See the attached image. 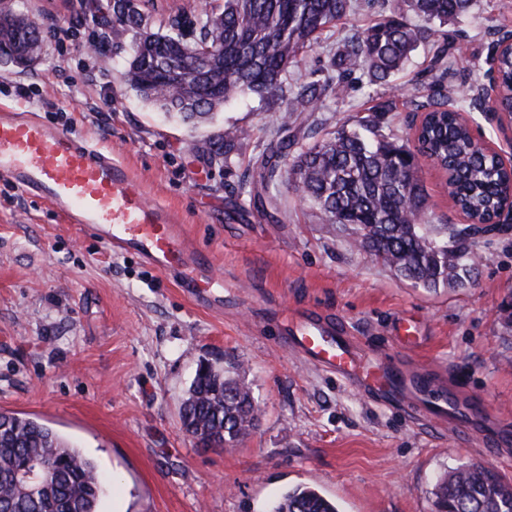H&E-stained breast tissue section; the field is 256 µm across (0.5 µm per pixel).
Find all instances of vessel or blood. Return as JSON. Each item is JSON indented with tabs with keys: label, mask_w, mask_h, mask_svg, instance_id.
<instances>
[{
	"label": "vessel or blood",
	"mask_w": 512,
	"mask_h": 512,
	"mask_svg": "<svg viewBox=\"0 0 512 512\" xmlns=\"http://www.w3.org/2000/svg\"><path fill=\"white\" fill-rule=\"evenodd\" d=\"M0 174L50 204L78 233L137 254L192 299L209 303L223 287L207 256L187 240L179 215L147 203L141 182L117 156L37 116L0 107ZM284 343L304 360L380 398L416 397L460 439H468L470 424L485 416L483 406L464 405L458 394L431 397L399 363L379 360L373 371L361 372L362 357L351 339L317 315L291 320Z\"/></svg>",
	"instance_id": "1"
}]
</instances>
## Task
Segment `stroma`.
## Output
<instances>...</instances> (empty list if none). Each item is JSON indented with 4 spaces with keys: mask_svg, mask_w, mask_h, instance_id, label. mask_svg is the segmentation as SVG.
Returning a JSON list of instances; mask_svg holds the SVG:
<instances>
[{
    "mask_svg": "<svg viewBox=\"0 0 512 512\" xmlns=\"http://www.w3.org/2000/svg\"><path fill=\"white\" fill-rule=\"evenodd\" d=\"M115 3L5 0L39 23L43 53L24 69L0 60V105L41 101V119L115 152L223 274L221 303L196 304L138 256L78 234L0 178V411L38 420L94 462L98 512H270L304 486L341 512H433L436 480L460 465L512 480V226L477 236L472 286L428 290L329 224L294 189L290 162L264 208L243 190L258 181L254 160L277 138L295 87L322 78L331 49L390 15L393 0H356L289 68L277 95L228 102L197 125L165 116L126 84L137 33L114 22ZM505 31L512 0H473L431 39L448 50L450 103L512 158V130L469 98ZM434 76L421 51L386 84L355 71L308 113L299 142L354 129L372 109L407 142ZM72 78L79 92L68 97ZM223 145L230 163H209ZM420 177L426 223L463 224L438 168L423 166ZM307 311L340 324L363 355L402 362L439 388L461 386L490 413L498 442L461 443L424 412L366 396L291 352L281 330L290 313ZM228 356L242 363L262 416L236 446L195 447L181 428L182 403L198 365Z\"/></svg>",
    "mask_w": 512,
    "mask_h": 512,
    "instance_id": "35a3bbf8",
    "label": "stroma"
}]
</instances>
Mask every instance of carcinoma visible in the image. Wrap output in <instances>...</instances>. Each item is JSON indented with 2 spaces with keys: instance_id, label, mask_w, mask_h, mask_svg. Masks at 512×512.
<instances>
[{
  "instance_id": "obj_1",
  "label": "carcinoma",
  "mask_w": 512,
  "mask_h": 512,
  "mask_svg": "<svg viewBox=\"0 0 512 512\" xmlns=\"http://www.w3.org/2000/svg\"><path fill=\"white\" fill-rule=\"evenodd\" d=\"M116 22L138 30L133 50L138 65L125 72L127 84L145 101L187 122L207 119L212 111L243 94L274 95L299 56L352 10L353 0H224L222 10L196 19L198 36L186 40L172 27H148L134 0H124ZM472 0H396V15L354 34L334 59L336 75L300 86L289 111L306 112L326 93L343 88V76L361 68L370 81L385 82L426 46L429 25L445 26L466 13ZM411 11L426 25L408 22ZM224 43V56L203 49ZM41 43L38 27L15 13H0V57ZM498 91L512 110V53L498 59ZM421 137L441 164L455 206L480 219L495 209L509 184L496 158L483 151L466 122L448 109L434 90ZM360 130H340L300 148L292 164L294 185L331 224L350 225L354 242L390 266L397 276L428 289L464 288L478 263L473 241L453 224L423 223L425 201L412 149L382 133L375 118L358 120ZM297 141L284 135L258 156L260 186L251 198L262 201L278 163L288 159ZM259 404L244 370L234 362L224 370L209 366L195 375L183 401L182 426L192 439L213 438L233 447L256 426ZM38 463L49 474L37 494L29 493L23 469ZM431 494L434 512H512V482L497 471L465 464L438 478ZM100 483L94 463L47 425L0 412V512H96ZM273 512H339L312 487L288 492Z\"/></svg>"
}]
</instances>
